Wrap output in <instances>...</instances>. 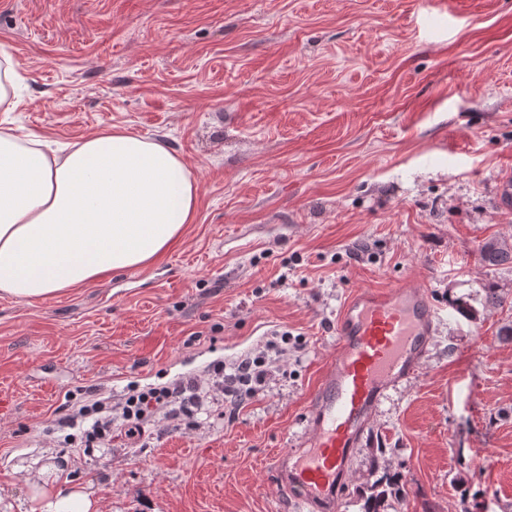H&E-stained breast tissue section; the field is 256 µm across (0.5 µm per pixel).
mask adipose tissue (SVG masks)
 <instances>
[{"mask_svg": "<svg viewBox=\"0 0 512 512\" xmlns=\"http://www.w3.org/2000/svg\"><path fill=\"white\" fill-rule=\"evenodd\" d=\"M184 159L125 131L96 134L62 155L36 135L0 127V296L44 301L104 274L153 263L196 217ZM40 512H101L89 491L32 478Z\"/></svg>", "mask_w": 512, "mask_h": 512, "instance_id": "1", "label": "adipose tissue"}]
</instances>
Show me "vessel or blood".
I'll return each mask as SVG.
<instances>
[{"instance_id":"b4317fda","label":"vessel or blood","mask_w":512,"mask_h":512,"mask_svg":"<svg viewBox=\"0 0 512 512\" xmlns=\"http://www.w3.org/2000/svg\"><path fill=\"white\" fill-rule=\"evenodd\" d=\"M438 311L423 281L362 288L336 314V355L310 395L308 434L277 456L274 471L301 512H337L346 468L373 413L417 372Z\"/></svg>"}]
</instances>
